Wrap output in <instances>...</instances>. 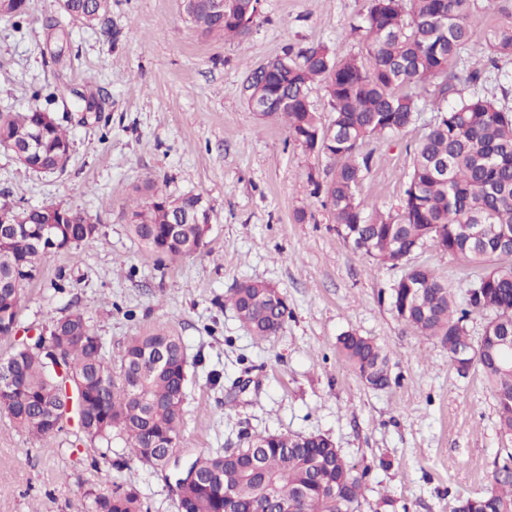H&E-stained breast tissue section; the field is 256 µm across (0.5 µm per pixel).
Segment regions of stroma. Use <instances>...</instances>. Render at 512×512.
<instances>
[{
  "label": "stroma",
  "mask_w": 512,
  "mask_h": 512,
  "mask_svg": "<svg viewBox=\"0 0 512 512\" xmlns=\"http://www.w3.org/2000/svg\"><path fill=\"white\" fill-rule=\"evenodd\" d=\"M370 0H262L245 40L200 35L182 0H110L93 28L59 0H28L21 21L0 16V112L37 106L71 140L64 173L23 166L0 147V205L60 204L100 227L79 248L50 254L27 288L15 334L26 336L79 310L119 361L128 341L154 327L182 337L186 400L175 463L115 468L79 440L75 426L39 442L0 420V512H82L87 492L113 481L135 489L148 512H179L176 481L201 454L266 433L321 434L367 469L361 512L380 498L393 512H454L482 494L512 452L496 400L478 367L459 373L439 343L393 310L399 269L375 264L338 235L312 193L333 162L294 143L283 123L247 105V78L286 48L327 46L359 55L357 27ZM70 33L58 50L57 28ZM54 101L35 98V90ZM436 117L433 97L401 133L371 140L362 194L397 211L413 148ZM156 183L167 194L200 195L210 214L204 249L144 261L125 204ZM412 261L458 296L483 272L426 245ZM259 280L287 298L288 319L260 340L226 304L231 288ZM346 333L373 338L390 357L391 384L375 390L341 357Z\"/></svg>",
  "instance_id": "1"
}]
</instances>
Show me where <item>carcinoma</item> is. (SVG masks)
<instances>
[{
  "mask_svg": "<svg viewBox=\"0 0 512 512\" xmlns=\"http://www.w3.org/2000/svg\"><path fill=\"white\" fill-rule=\"evenodd\" d=\"M475 0H371L362 26L366 53L339 58L327 48H309L302 61L291 49L247 79L255 107L272 95L283 103L265 117H282L289 136L308 151L320 140V154L335 161L330 180L314 182V194L334 216L337 233L376 263L403 267L392 295L397 315L420 335L436 339L460 372L478 365L493 393L499 423L512 432V351L496 344L512 333V109L478 91L468 96L457 86L482 83L488 61L512 56V22L480 30L473 20ZM249 0H232L216 12L211 0H188L186 12L204 36L244 38L251 27L242 15ZM75 20L93 27L109 10V0H63ZM0 11L26 14L27 0H5ZM325 85L333 118L323 124L309 99L311 86ZM442 102L436 119L418 142L396 215L384 214L362 196L371 157L363 144L395 135L410 125L427 95ZM39 109L0 112V145L26 150ZM332 129V140L321 137ZM68 135L54 125L44 137L38 161L52 166ZM22 223L0 222V336L17 329L27 286L40 276L51 252L71 250L100 231L78 212L72 222L54 225L42 239L44 215L35 207L20 212ZM208 210L198 194L177 197L155 192L132 207L130 226L147 257H187L198 252ZM431 243L450 256L484 264L480 292L455 301L454 287L408 261ZM228 302L256 338L277 334L286 307L270 285L246 280ZM490 313L501 324L468 346L466 322ZM47 347L21 343L0 357V415L32 439L63 430L74 409L84 439L112 453L119 440L139 463L165 469L179 449L187 360L181 336L158 329L131 339L119 365L81 311L52 322ZM339 352L371 388L390 384L388 356L369 336L347 333ZM72 395H67V388ZM260 447L249 442L220 454L197 456L190 467L200 480L177 479L179 512H266V488L294 512H358L366 472L350 464L322 435L267 433ZM85 512H143L138 493L112 484L110 493H89ZM456 512H512V453L496 467L486 490L459 501Z\"/></svg>",
  "mask_w": 512,
  "mask_h": 512,
  "instance_id": "carcinoma-1",
  "label": "carcinoma"
}]
</instances>
